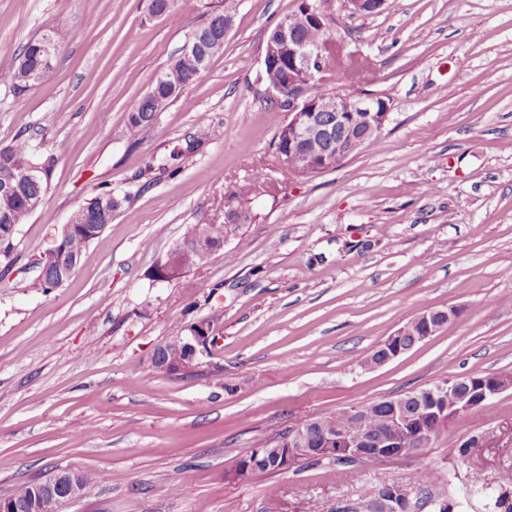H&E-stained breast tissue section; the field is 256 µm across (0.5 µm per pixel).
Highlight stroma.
<instances>
[{
    "label": "stroma",
    "instance_id": "obj_1",
    "mask_svg": "<svg viewBox=\"0 0 512 512\" xmlns=\"http://www.w3.org/2000/svg\"><path fill=\"white\" fill-rule=\"evenodd\" d=\"M214 2L180 0L173 23L147 0H0V70L28 41L68 34L48 81L0 83V148L22 139L54 160L0 263V491L68 467L96 489L65 512H363L367 487L393 483L413 512H498L512 497L510 389L405 458L228 473L298 420L512 374V0H386L370 16L325 0L345 51L373 60L360 88L390 98V119L375 148L287 184L273 140L288 114L256 76L300 0H239L223 52L129 144L130 102ZM153 159L168 173L144 176ZM243 184L254 220L233 260L156 280L188 226L223 224ZM102 188L128 206L65 284L32 288ZM449 307L435 336L364 367L407 321ZM199 320L216 341L195 371L155 369L154 351ZM465 441V459L451 456Z\"/></svg>",
    "mask_w": 512,
    "mask_h": 512
}]
</instances>
